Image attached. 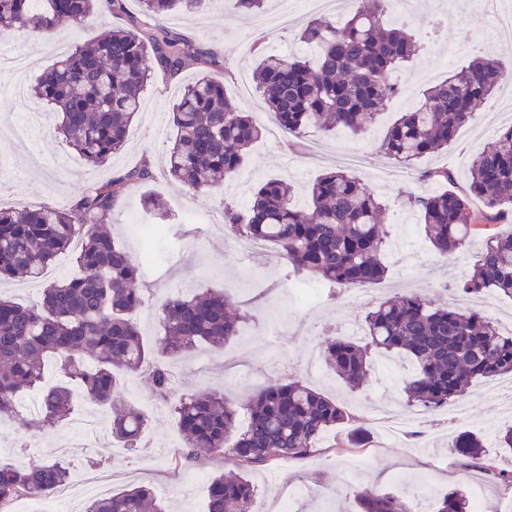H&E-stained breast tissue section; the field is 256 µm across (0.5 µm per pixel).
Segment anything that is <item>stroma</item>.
<instances>
[{
    "label": "stroma",
    "instance_id": "obj_1",
    "mask_svg": "<svg viewBox=\"0 0 512 512\" xmlns=\"http://www.w3.org/2000/svg\"><path fill=\"white\" fill-rule=\"evenodd\" d=\"M398 23L421 42L413 62L392 76L402 96L412 103L419 90L444 79L476 52L512 60V38L500 37L493 22L468 8L464 0H415L399 15ZM131 25L145 31L167 29L214 53L218 63L210 67V75L223 82L233 105L254 113L265 124L267 132L251 148L239 180L226 189L229 199L245 204L254 185L281 177L296 187L297 204L307 207L309 186L320 173L336 167L339 153L362 150L368 163L354 174L383 199L392 226L391 245L383 256L387 276L375 287L376 299L416 292L440 303H456L457 295L447 285L468 272L471 254L440 265V256L426 239L418 215L401 204L403 191L414 188V181L401 177L399 164L378 149L386 127L402 112V105L392 103L361 135L342 129L327 135L311 129L298 150H287L284 135H272L274 123L253 82L254 47L260 45L275 53L282 41L267 28L253 24L236 8L234 0H203L194 12L177 13L167 20L143 14L138 0H126L125 10L119 14L105 7L98 9L79 30L63 28L43 44H28V81H35L43 69L76 44L98 38L104 29ZM197 74L194 66L175 74L153 67L142 110L130 127L125 147L98 167L84 162L55 132L49 118L31 137L28 152L19 151L7 129L33 103L27 96L0 103V206L54 207L59 200H72L82 190L128 171L142 159L150 160L153 180L124 193L107 221L117 244L137 254L141 242L130 232V225L154 221L142 207L144 193L160 197L169 215L166 239L152 268L150 300L136 314L144 341L158 344L161 330L156 307L174 290L188 297L206 288L223 290L249 314L239 336L224 348L204 345L169 362L168 370L175 379L173 396L209 390L243 403L258 389L260 380L295 375L336 397L350 413L351 426L371 435L362 470L349 480L343 474L342 455L334 450L344 435L340 428L325 435L331 452L307 461H279L253 472L250 479L258 488L253 512H271L282 483L294 493L289 512H355L353 492L364 486L415 500L417 512H430L435 499L453 487L462 489L466 498H480L483 512H512V489L491 479L492 472L512 468V450L497 443L499 429L512 425V389L505 387L498 395L486 397L483 382H475L467 395L472 408L465 419L449 422L443 410L433 418L422 439L382 440L375 420L382 410L401 406L404 370L393 371L385 383L372 380L363 390L352 392L336 382L324 362L310 360V349L321 332L339 333L345 326L362 325L364 309L331 299L323 290L309 303L299 302L292 289L293 273L276 258L261 263L252 274H242L235 238L226 237L223 222L205 220L209 211L217 209V201L190 194L169 179L164 168L165 149L173 137L169 113L179 89ZM510 122L512 112L479 109L448 150L425 157L421 165L448 168L453 173L450 189L465 192L472 153L492 143L497 131ZM30 153L39 157V166L28 165L26 156ZM188 212L200 213L201 222L183 223L182 216ZM75 271L68 260L49 267L39 281L6 280L0 282V296L26 305L39 299L44 283ZM272 321L282 323L284 329L275 343L267 335ZM118 395L146 413L148 426L139 447L125 448L105 437L96 447L81 448L70 423L26 433L5 419L0 421V462L25 464L51 456L53 449L69 448L73 451L67 459L71 479L86 473L114 472L119 479L112 484V492L147 484L169 512H205L206 479L228 470L227 458L211 455L191 463L183 461L178 449L182 439L170 404L145 378L124 376ZM464 430L479 433L484 439L485 456L480 467H468L450 453L453 437Z\"/></svg>",
    "mask_w": 512,
    "mask_h": 512
}]
</instances>
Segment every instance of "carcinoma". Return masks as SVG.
<instances>
[{
    "label": "carcinoma",
    "instance_id": "carcinoma-1",
    "mask_svg": "<svg viewBox=\"0 0 512 512\" xmlns=\"http://www.w3.org/2000/svg\"><path fill=\"white\" fill-rule=\"evenodd\" d=\"M125 0H0V35L31 26L41 32L79 28L106 5L114 12ZM142 11L162 19L191 12L203 0H138ZM390 0H369L343 23L326 16L309 20L298 39L313 56L259 52L256 90L267 112L295 138L310 128L353 134L385 111L399 93L392 73L412 61L418 42L389 19ZM178 72L189 64L215 62L208 51L158 29L145 34L115 28L93 44L64 53L35 80L33 96L52 111L55 130L88 164L102 166L126 141L150 79L149 61ZM502 64L481 54L431 84L416 105L386 130L379 150L410 165L448 149L476 108L493 96ZM173 140L166 172L187 191L222 200L224 224L247 238L266 242L288 261L298 281L336 294L382 281L381 256L388 246L386 205L345 169L319 174L309 189L310 205L295 202L291 184L270 178L258 184L242 208L224 201L225 187L244 165L264 125L234 107L224 84L200 73L179 92L172 108ZM152 178L142 162L77 195L65 208H0V277L39 280L56 257L78 240L80 274L44 286L28 306L0 298V420L14 419L28 431L66 420L71 395L65 386L43 389V361L61 370L98 406L112 412V438L138 446L147 426L136 407L118 403V372L139 375L160 392L169 390L166 368L151 364L133 313L145 305L138 287L142 261L118 247L106 229L118 197ZM469 194L453 191L409 193L404 205L419 214L427 238L453 258L477 240L480 248L468 273L454 283L466 299L489 292L512 296V125L470 162ZM482 202L471 206L470 197ZM161 353L183 357L202 344L222 347L238 335L245 316L224 292L207 290L187 298L168 296L157 307ZM358 338L322 334L321 352L336 381L358 388L370 379L372 355H395L411 364L403 379L404 407L434 414L462 397L476 380L512 375V333L505 334L478 309L437 304L416 293L379 300L366 313ZM41 391L37 415H22L20 395ZM248 422L236 427L238 404L222 394L199 392L173 404L188 459L226 455L233 469L210 482L208 512H252L251 471L286 459H304L319 449L323 434L350 421L335 399L300 378H278L247 402ZM454 454L472 465L484 453L483 439L458 434ZM61 460L25 467L0 464V512L22 496L48 497L66 482ZM358 512H414L408 500L380 490L355 491ZM87 512H165L151 489L141 485L94 499ZM435 512H467L457 489L437 500Z\"/></svg>",
    "mask_w": 512,
    "mask_h": 512
}]
</instances>
